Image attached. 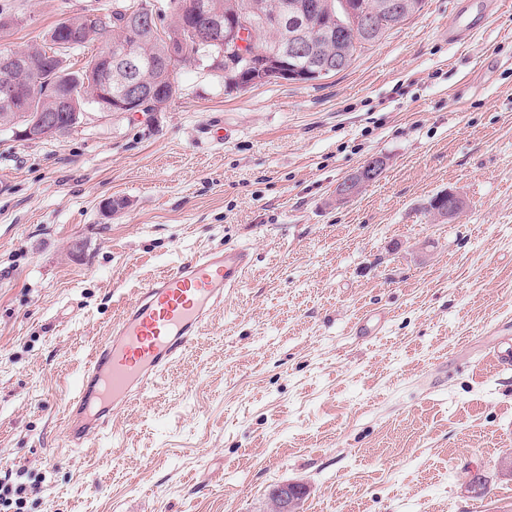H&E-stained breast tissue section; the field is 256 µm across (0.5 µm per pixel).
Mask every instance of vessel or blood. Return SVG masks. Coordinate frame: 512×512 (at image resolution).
Here are the masks:
<instances>
[{
  "label": "vessel or blood",
  "instance_id": "vessel-or-blood-1",
  "mask_svg": "<svg viewBox=\"0 0 512 512\" xmlns=\"http://www.w3.org/2000/svg\"><path fill=\"white\" fill-rule=\"evenodd\" d=\"M503 0H468L449 21V42H465ZM250 264L245 250L194 255L138 291L110 336L97 346L70 400L62 430L66 447L81 448L113 413L147 396L164 370L193 342L210 314L238 288Z\"/></svg>",
  "mask_w": 512,
  "mask_h": 512
}]
</instances>
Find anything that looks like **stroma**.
Returning a JSON list of instances; mask_svg holds the SVG:
<instances>
[{"instance_id": "stroma-1", "label": "stroma", "mask_w": 512, "mask_h": 512, "mask_svg": "<svg viewBox=\"0 0 512 512\" xmlns=\"http://www.w3.org/2000/svg\"><path fill=\"white\" fill-rule=\"evenodd\" d=\"M458 3L427 0L320 80L229 91L186 64L160 111L0 129V477L25 468L23 512H268L286 481L304 512H512V369L492 356L512 324V8L453 45ZM111 8L0 0V50ZM375 156L380 178L336 202ZM445 190L465 206L440 221ZM228 248L250 267L194 344L64 447L138 288ZM373 311L378 334L354 335Z\"/></svg>"}]
</instances>
